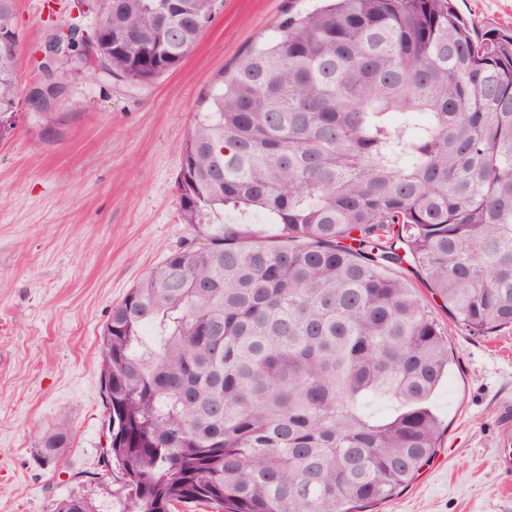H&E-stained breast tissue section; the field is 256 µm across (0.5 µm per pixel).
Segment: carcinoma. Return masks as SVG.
I'll list each match as a JSON object with an SVG mask.
<instances>
[{"instance_id":"obj_1","label":"carcinoma","mask_w":512,"mask_h":512,"mask_svg":"<svg viewBox=\"0 0 512 512\" xmlns=\"http://www.w3.org/2000/svg\"><path fill=\"white\" fill-rule=\"evenodd\" d=\"M98 76L175 70L214 0H95ZM15 0H0V28ZM0 42V117L19 95ZM207 237L112 306L102 389L131 512H362L434 456L427 405L448 336L512 328V30L454 0H322L288 10L200 99L177 177ZM261 212L271 241L225 209ZM408 264L422 294L389 275ZM375 398L395 402L383 418ZM66 445L57 430L41 448ZM55 512H98L80 495Z\"/></svg>"}]
</instances>
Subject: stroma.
Listing matches in <instances>:
<instances>
[{"label":"stroma","instance_id":"1","mask_svg":"<svg viewBox=\"0 0 512 512\" xmlns=\"http://www.w3.org/2000/svg\"><path fill=\"white\" fill-rule=\"evenodd\" d=\"M311 0H216L174 71L131 87L71 72L54 113L23 96L41 79L36 51L56 24L91 30L66 0H17L22 93L0 133V512H53L78 494L107 502L100 336L112 307L171 252L204 237L184 224L176 177L198 99L289 6ZM480 28H512V0H455ZM452 366L432 399L444 433L419 476L367 512H512V476L494 464L496 418L512 401V329L482 336L444 310ZM68 444L45 457L42 437Z\"/></svg>","mask_w":512,"mask_h":512}]
</instances>
